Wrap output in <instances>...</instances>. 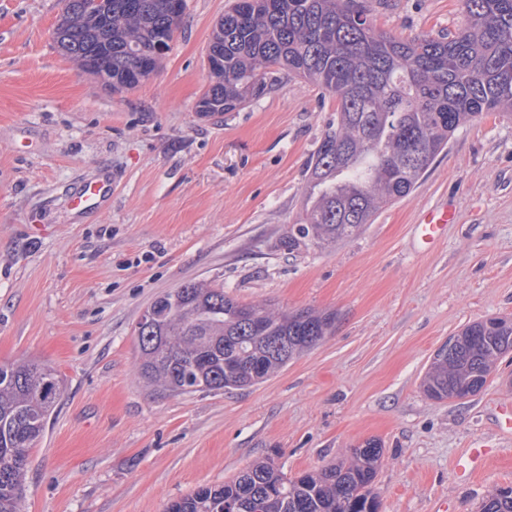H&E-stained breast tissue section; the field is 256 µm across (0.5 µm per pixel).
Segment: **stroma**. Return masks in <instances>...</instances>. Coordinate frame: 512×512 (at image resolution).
<instances>
[{
  "label": "stroma",
  "instance_id": "stroma-1",
  "mask_svg": "<svg viewBox=\"0 0 512 512\" xmlns=\"http://www.w3.org/2000/svg\"><path fill=\"white\" fill-rule=\"evenodd\" d=\"M157 72L114 93L56 48L62 0H0V363L52 366L60 404L29 452L23 512H165L270 457L288 477L349 460L379 440V512H478L512 486V352L465 400L420 384L465 325L512 317V117L460 127L408 196L334 248L281 245L303 212L307 169L335 101L280 74L258 99L200 117L206 53L229 0H186ZM388 35L453 34L463 0H354ZM106 208L67 199L97 169ZM455 203L422 250L421 213ZM205 280L243 304L311 308L336 329L246 390L172 396L138 373L135 328L160 293ZM500 455L468 479L469 442Z\"/></svg>",
  "mask_w": 512,
  "mask_h": 512
}]
</instances>
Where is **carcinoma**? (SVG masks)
Returning a JSON list of instances; mask_svg holds the SVG:
<instances>
[{
    "instance_id": "cac0c4a2",
    "label": "carcinoma",
    "mask_w": 512,
    "mask_h": 512,
    "mask_svg": "<svg viewBox=\"0 0 512 512\" xmlns=\"http://www.w3.org/2000/svg\"><path fill=\"white\" fill-rule=\"evenodd\" d=\"M53 31L60 53L116 93L159 68L160 45L186 0H64ZM452 35L399 40L376 31L353 0H234L212 31L210 83L198 111L232 112L262 96L276 73L315 82L336 101L308 170L303 215L282 246L334 248L407 196L462 125L512 112V0H464ZM336 328V315L241 304L205 281L156 297L136 325L144 382L170 395L264 383ZM512 351V320L465 326L435 353L424 393L457 400L482 390ZM62 379L32 360L0 364V512H22L29 451L43 437ZM382 455L369 439L352 462L289 479L271 459L221 486H202L166 512H378L372 490ZM480 512H512V488Z\"/></svg>"
}]
</instances>
